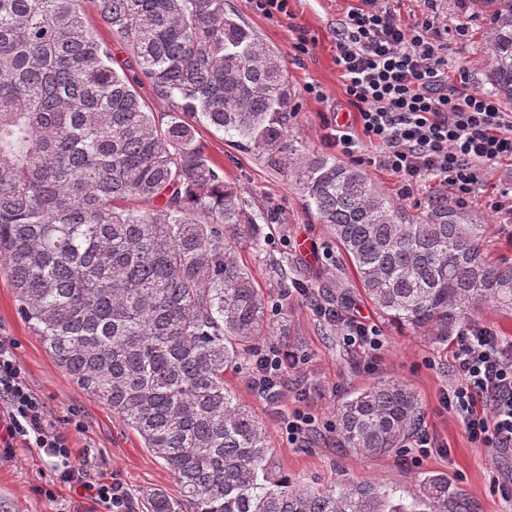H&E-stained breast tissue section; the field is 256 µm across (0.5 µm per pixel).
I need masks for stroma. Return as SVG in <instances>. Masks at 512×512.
<instances>
[{
  "instance_id": "stroma-1",
  "label": "stroma",
  "mask_w": 512,
  "mask_h": 512,
  "mask_svg": "<svg viewBox=\"0 0 512 512\" xmlns=\"http://www.w3.org/2000/svg\"><path fill=\"white\" fill-rule=\"evenodd\" d=\"M226 6L285 59L297 105L288 129L291 151L267 160L234 148L224 132L204 122L195 123L194 142L225 182L241 189L249 209L268 218L269 228L261 246L244 239L237 248L240 261L252 270L260 286L270 287L272 262L288 260L305 270L318 293L317 302L296 294L283 306L307 357L290 370L279 402L268 404L253 390L252 362L248 359L225 373L227 386L241 404L268 424L277 468L304 483L369 480L398 487L410 497L418 493L422 473L440 472L477 503L478 512H512V451L474 447L460 422L443 408V397L455 378L452 345H439L412 330L394 327L356 293L351 297V308L369 316L383 334L382 357L371 367L365 353L345 346L336 327L314 309L318 302L340 307V284L351 286L356 279L326 228L305 209L288 161L293 153L310 156L335 152L328 136L337 114L347 112L349 106L336 69L334 37L350 0H288L287 16L278 19L267 18L249 0H226ZM436 6L439 17L448 22L451 77L487 90L484 15L475 12L469 0H437ZM300 36L308 41L303 53L294 48ZM310 85L320 87L322 98L307 93ZM360 167L393 203L413 213L439 186L433 179L423 181L405 198L398 183L378 165L367 159ZM466 209L477 223L487 225L490 257L512 261V217L494 210L488 190L471 198ZM0 336L14 339V354L28 384L56 424L64 428L70 418L81 420V432L71 436L75 463L92 458L95 476L123 483L134 498L137 512H144L147 493L160 490L177 495L176 481L163 461L148 452L139 436L108 407L78 387L49 355L34 328L20 317L11 282L3 273ZM381 380H398L415 390L421 405L420 426L442 442L441 451L417 464L400 455L361 456L344 448L330 432L337 405L351 392ZM297 407L317 414L321 429L316 440L295 448L282 434L279 418ZM0 512H99V507L59 482L53 457L20 445L10 458L0 461Z\"/></svg>"
}]
</instances>
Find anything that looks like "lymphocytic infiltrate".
I'll use <instances>...</instances> for the list:
<instances>
[{
    "mask_svg": "<svg viewBox=\"0 0 512 512\" xmlns=\"http://www.w3.org/2000/svg\"><path fill=\"white\" fill-rule=\"evenodd\" d=\"M336 66L361 133L337 126L332 144L354 158L364 144L378 147L373 161L410 195L421 181L439 180L458 205L482 190L485 174L512 165V113L494 94L448 79V25L432 15L400 20L385 0H360L336 30ZM319 316L340 326L346 346L381 350L367 317L343 316L317 305ZM11 339L0 336V452L15 444L57 458L61 483L98 501L102 512H133L127 488L93 478L71 458L68 432L29 389ZM458 378L444 406L477 448L512 449V338L489 325L464 326L455 341Z\"/></svg>",
    "mask_w": 512,
    "mask_h": 512,
    "instance_id": "lymphocytic-infiltrate-1",
    "label": "lymphocytic infiltrate"
}]
</instances>
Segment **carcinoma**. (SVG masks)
<instances>
[{"label":"carcinoma","instance_id":"1","mask_svg":"<svg viewBox=\"0 0 512 512\" xmlns=\"http://www.w3.org/2000/svg\"><path fill=\"white\" fill-rule=\"evenodd\" d=\"M84 2L0 0V269L59 367L173 473L180 496L148 494L147 512H477L446 475L424 474L408 500L370 481L317 488L277 470L267 426L224 372L274 338L300 363L275 312L309 284L280 267L276 297L239 262L237 240L257 246L264 228L194 145L191 120L261 156L285 152L295 105L283 56L224 0H96L131 50L130 78ZM471 3L487 15L491 92L512 101V0ZM142 77L177 101L169 120L138 91ZM291 171L394 324L445 345L482 306L512 312V263L490 258L485 225L448 191L413 215L334 157L301 156ZM419 424L417 394L394 380L336 408L337 435L364 456L397 452Z\"/></svg>","mask_w":512,"mask_h":512}]
</instances>
